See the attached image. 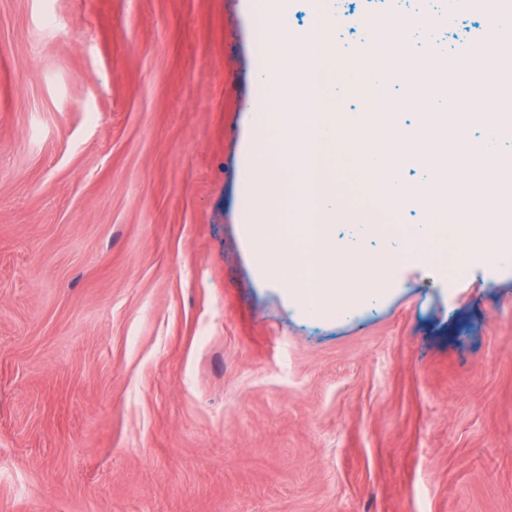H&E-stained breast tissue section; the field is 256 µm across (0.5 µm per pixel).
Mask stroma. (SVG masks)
I'll list each match as a JSON object with an SVG mask.
<instances>
[{"mask_svg": "<svg viewBox=\"0 0 512 512\" xmlns=\"http://www.w3.org/2000/svg\"><path fill=\"white\" fill-rule=\"evenodd\" d=\"M253 2L0 0V512H512V266L427 243L344 316L260 277ZM485 3L337 7L421 54Z\"/></svg>", "mask_w": 512, "mask_h": 512, "instance_id": "obj_1", "label": "stroma"}]
</instances>
